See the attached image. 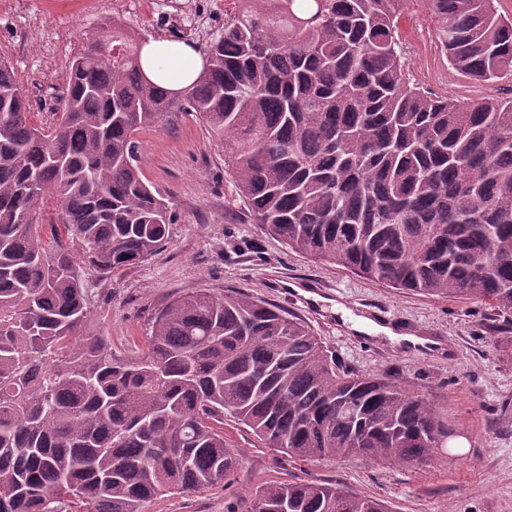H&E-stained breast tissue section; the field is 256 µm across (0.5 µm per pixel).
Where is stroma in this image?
Segmentation results:
<instances>
[{
    "label": "stroma",
    "instance_id": "stroma-1",
    "mask_svg": "<svg viewBox=\"0 0 512 512\" xmlns=\"http://www.w3.org/2000/svg\"><path fill=\"white\" fill-rule=\"evenodd\" d=\"M238 0H129L113 14L106 0H0V56L13 66L34 123H51L56 88L76 46L100 20L118 17L142 36L185 37L205 44L236 15ZM71 38L47 52L43 37ZM409 79L440 96L470 102L512 96V76L487 85L457 73L441 52L433 20L414 0L400 24ZM144 180L176 214L162 249L145 263L100 277L82 267L90 313L85 336L121 357L147 349L153 314L200 289L248 292L303 319L342 367L410 384L448 416L454 436L427 466L384 467L353 456L341 462L282 457L234 418L224 437L242 462L228 487L169 493L148 512H225L227 505L274 481L317 479L385 501L391 512H512V331L498 329L488 305L397 291L288 249L254 224L224 164V149L199 117L183 114L142 129ZM366 318L386 310L394 328L440 340L427 356L352 329L337 306Z\"/></svg>",
    "mask_w": 512,
    "mask_h": 512
}]
</instances>
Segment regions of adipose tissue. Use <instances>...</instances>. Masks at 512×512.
I'll return each mask as SVG.
<instances>
[{
  "label": "adipose tissue",
  "mask_w": 512,
  "mask_h": 512,
  "mask_svg": "<svg viewBox=\"0 0 512 512\" xmlns=\"http://www.w3.org/2000/svg\"><path fill=\"white\" fill-rule=\"evenodd\" d=\"M204 55L194 46L165 39H148L141 51V67L153 83L179 90L189 86L204 68Z\"/></svg>",
  "instance_id": "adipose-tissue-1"
}]
</instances>
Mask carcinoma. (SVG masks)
Listing matches in <instances>:
<instances>
[{
	"mask_svg": "<svg viewBox=\"0 0 512 512\" xmlns=\"http://www.w3.org/2000/svg\"><path fill=\"white\" fill-rule=\"evenodd\" d=\"M241 2L180 99L143 75L146 37L118 23L86 34L48 127L30 123L0 60V512H145L225 485L241 465L228 415L307 462L414 467L448 440L433 400L337 367L303 321L242 292L171 301L138 358L80 335L78 262L46 246L42 214L54 204L101 275L149 260L175 214L143 180L136 134L178 112L224 145L255 223L289 249L396 290L484 301L512 329V98L410 83L407 0ZM425 6L454 70L512 74V21L492 0ZM285 505L391 512L318 480L261 485L246 512Z\"/></svg>",
	"mask_w": 512,
	"mask_h": 512,
	"instance_id": "carcinoma-1",
	"label": "carcinoma"
}]
</instances>
